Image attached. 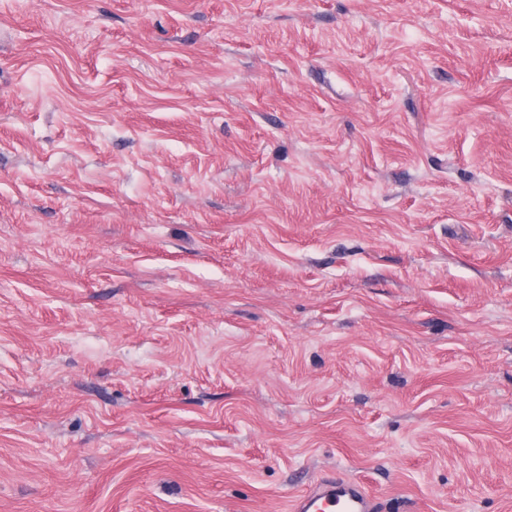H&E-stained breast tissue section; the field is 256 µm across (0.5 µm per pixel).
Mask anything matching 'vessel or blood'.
Wrapping results in <instances>:
<instances>
[{
    "label": "vessel or blood",
    "mask_w": 512,
    "mask_h": 512,
    "mask_svg": "<svg viewBox=\"0 0 512 512\" xmlns=\"http://www.w3.org/2000/svg\"><path fill=\"white\" fill-rule=\"evenodd\" d=\"M289 512H380V506L361 482L332 474L292 497Z\"/></svg>",
    "instance_id": "obj_1"
}]
</instances>
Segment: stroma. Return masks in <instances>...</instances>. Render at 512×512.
Here are the masks:
<instances>
[{
    "label": "stroma",
    "instance_id": "1",
    "mask_svg": "<svg viewBox=\"0 0 512 512\" xmlns=\"http://www.w3.org/2000/svg\"><path fill=\"white\" fill-rule=\"evenodd\" d=\"M512 512V0H0V512ZM379 498L361 482L328 475L292 497L290 512H381Z\"/></svg>",
    "mask_w": 512,
    "mask_h": 512
}]
</instances>
